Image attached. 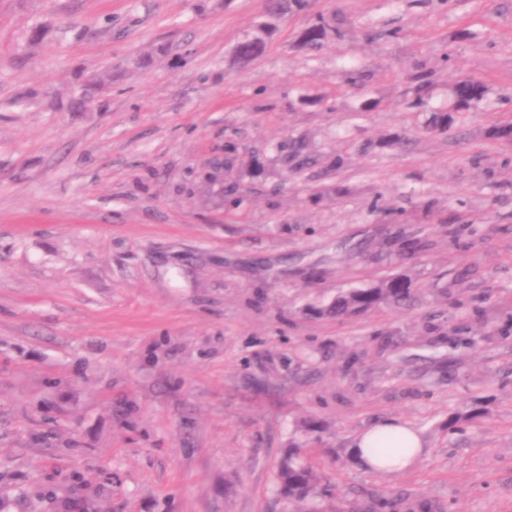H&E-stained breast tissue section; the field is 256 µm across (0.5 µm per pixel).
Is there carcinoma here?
I'll use <instances>...</instances> for the list:
<instances>
[{
  "instance_id": "1",
  "label": "carcinoma",
  "mask_w": 512,
  "mask_h": 512,
  "mask_svg": "<svg viewBox=\"0 0 512 512\" xmlns=\"http://www.w3.org/2000/svg\"><path fill=\"white\" fill-rule=\"evenodd\" d=\"M303 0H269L267 14L276 18L288 13L292 7L302 5ZM274 30L270 22L257 27V33L237 44V57L249 61L258 56L257 47L265 46L266 38ZM341 31L336 28V19L317 15L300 36V46L314 49L321 46L329 37L339 36ZM485 84L474 78H463L456 82L452 89L453 110L468 112L485 98ZM414 301V289L407 277L386 275L378 278L369 288H358L343 292L329 309L336 317L360 315L377 310L383 306L404 307ZM311 448L299 446L288 450L278 469L276 492L297 512H321L319 505L326 497V488L321 486V479L316 467L310 459Z\"/></svg>"
}]
</instances>
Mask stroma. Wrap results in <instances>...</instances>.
<instances>
[{
  "mask_svg": "<svg viewBox=\"0 0 512 512\" xmlns=\"http://www.w3.org/2000/svg\"><path fill=\"white\" fill-rule=\"evenodd\" d=\"M511 122L512 0H0V512H286L300 436L330 512H512ZM385 274L413 308L327 315ZM332 36H341V31L336 28V19L319 14L303 29L300 46L314 49L320 47L324 40ZM273 30L274 26L272 23H261L257 27V33L254 36L246 38L237 44V57L241 61L246 62L259 56L261 52L257 53V47L262 46L263 49V46L266 44V38L272 34ZM485 84L474 78H463L456 82L452 89L453 110L469 112L485 98ZM382 437H393L401 443L395 446H380L376 441ZM412 448L416 454L423 451L421 438L416 431L403 423L395 421H386L374 426L369 431L360 435L354 445V452L359 457L358 460L370 469L381 471L379 462L374 458L369 448Z\"/></svg>",
  "mask_w": 512,
  "mask_h": 512,
  "instance_id": "obj_1",
  "label": "stroma"
}]
</instances>
